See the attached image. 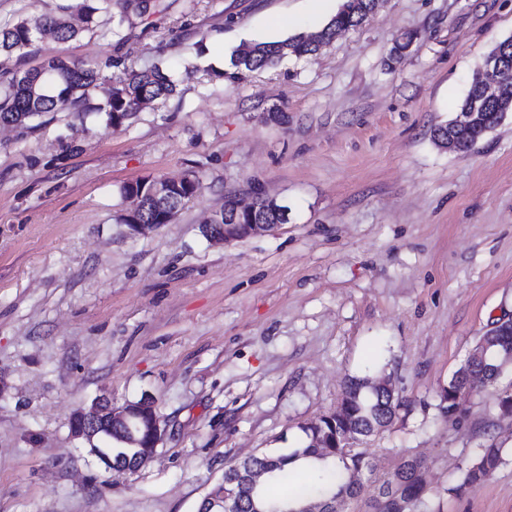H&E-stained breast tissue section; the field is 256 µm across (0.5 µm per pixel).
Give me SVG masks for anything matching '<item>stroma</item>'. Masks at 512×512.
I'll list each match as a JSON object with an SVG mask.
<instances>
[{"label": "stroma", "instance_id": "35a3bbf8", "mask_svg": "<svg viewBox=\"0 0 512 512\" xmlns=\"http://www.w3.org/2000/svg\"><path fill=\"white\" fill-rule=\"evenodd\" d=\"M311 0H155L121 39L44 35L13 67L59 56L177 84L120 127L53 112L0 127V512H224V468L297 446L348 376L391 378L405 405L363 448L377 475L428 461V512H512V415L497 384L448 417L440 393L512 315V112L470 150L438 147L473 73L512 36V0H381L318 55L233 78L241 42L320 29ZM288 31L274 28L277 17ZM413 33L398 59L390 51ZM287 112L285 122L268 114ZM193 172L174 223L132 234L121 186ZM288 206L227 244L204 221L227 194ZM153 396L167 428L135 472L72 437L101 394ZM504 460L452 488L477 448Z\"/></svg>", "mask_w": 512, "mask_h": 512}]
</instances>
